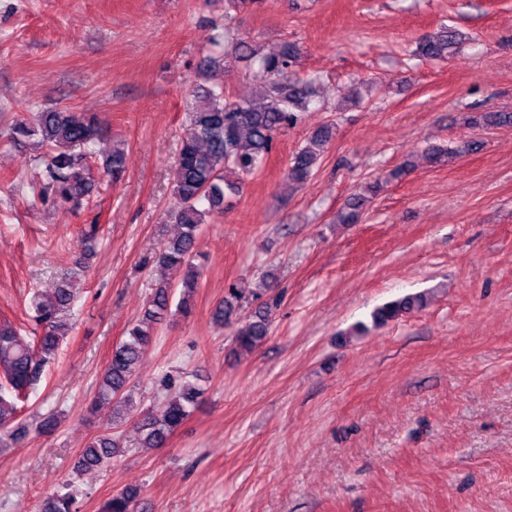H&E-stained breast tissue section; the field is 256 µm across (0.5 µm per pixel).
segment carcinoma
Wrapping results in <instances>:
<instances>
[{
  "mask_svg": "<svg viewBox=\"0 0 512 512\" xmlns=\"http://www.w3.org/2000/svg\"><path fill=\"white\" fill-rule=\"evenodd\" d=\"M459 33L442 26L423 35L414 52L421 60L445 59L458 44ZM224 39L231 40L235 58L269 78L265 93L255 99H235L224 90V84L213 83L199 87L186 106L189 129L181 141L173 172L175 203L172 218L178 226L177 235L166 240L158 253V263L172 278L162 280L149 297L140 319L128 330L127 338L113 348L94 398L97 408L112 411V424H128L135 432L129 443L111 430L96 435L78 458L83 471L108 466L112 458L129 448H160L179 428L196 407L202 391L190 382L165 383L167 394L160 413L150 409L137 410L131 382L136 369L153 340L156 327L169 316L171 301L180 294L177 309L189 313L191 293L197 288L200 269L194 263L195 245L205 218L213 212L224 211L228 195L239 193L240 183L227 179V173L251 175L259 171L273 148L275 135L295 126L298 113L313 102L309 84L289 74L292 62L299 55L294 43H285L279 50L264 53L245 37L225 28ZM105 134V129L94 115L67 110H49L36 113L32 119H21L12 128L11 139L16 143L36 140L44 155L45 188L54 189L63 198L87 194L92 185L83 165L86 149ZM334 136V129L325 126L316 130L307 145L297 150L286 170L288 181L305 183L316 167L321 149ZM477 149L467 143L452 152L433 151L427 154L429 162L443 164L448 159ZM104 169L119 179L125 166V151L115 146L103 163ZM412 164L405 163L381 176L369 186L375 193L387 183L405 175ZM370 197L357 195L338 216L341 224L358 222L360 209ZM207 208H201V205ZM241 293L231 288L230 297L214 311V320L220 324L244 322L234 334L236 352L250 354L268 335V313L242 320L238 316ZM76 299L72 276L65 275L57 283L51 296L34 294L29 303L33 328L23 336L10 324L0 325V429L16 441L24 439L29 426L16 422V400L35 388L57 351L73 330L71 318ZM425 306L421 295H407L388 302L372 313L374 325H384L404 314ZM139 497V488L129 486L112 497L104 512H132V504ZM40 512H78L75 496L53 493L42 501Z\"/></svg>",
  "mask_w": 512,
  "mask_h": 512,
  "instance_id": "cac0c4a2",
  "label": "carcinoma"
}]
</instances>
